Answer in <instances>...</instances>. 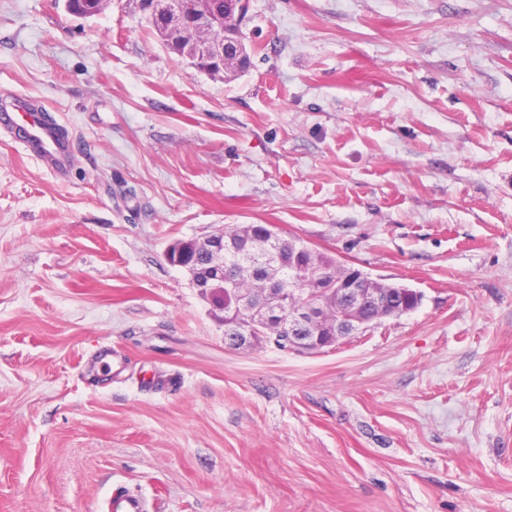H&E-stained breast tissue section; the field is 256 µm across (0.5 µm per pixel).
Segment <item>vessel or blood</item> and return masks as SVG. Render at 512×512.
<instances>
[{
  "mask_svg": "<svg viewBox=\"0 0 512 512\" xmlns=\"http://www.w3.org/2000/svg\"><path fill=\"white\" fill-rule=\"evenodd\" d=\"M0 130L15 136L22 146L57 177H65L72 162L67 137L58 128L43 125L38 117L0 111Z\"/></svg>",
  "mask_w": 512,
  "mask_h": 512,
  "instance_id": "1",
  "label": "vessel or blood"
}]
</instances>
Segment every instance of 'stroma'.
<instances>
[{"label": "stroma", "instance_id": "1", "mask_svg": "<svg viewBox=\"0 0 512 512\" xmlns=\"http://www.w3.org/2000/svg\"><path fill=\"white\" fill-rule=\"evenodd\" d=\"M253 65L137 0H0V512H512V0H249ZM273 224L421 292L318 354L230 349L166 250ZM19 112L0 111V130L15 136L22 146L32 153L42 165L59 178H64L71 166L72 154L69 140L58 128L45 126L36 116L25 118Z\"/></svg>", "mask_w": 512, "mask_h": 512}]
</instances>
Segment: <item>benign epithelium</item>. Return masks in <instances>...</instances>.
Returning <instances> with one entry per match:
<instances>
[{
	"label": "benign epithelium",
	"mask_w": 512,
	"mask_h": 512,
	"mask_svg": "<svg viewBox=\"0 0 512 512\" xmlns=\"http://www.w3.org/2000/svg\"><path fill=\"white\" fill-rule=\"evenodd\" d=\"M243 0H197L190 9L185 0H139V10L149 21L160 43L187 60L200 74L227 75L246 72L251 67L252 48L243 32ZM192 250L212 256L202 289L211 309L224 308L222 296L211 285L224 287V235L214 232L199 243L190 241ZM304 259H288V268L303 279L302 301L294 308L285 301L286 291L273 288L267 280L255 282L252 293L238 296L236 308L249 315L253 325L273 329L271 343L280 342L289 351L322 352L329 348L322 333L333 334L345 326L357 335L371 328L362 313L365 303L376 306L378 318L397 317L406 310L395 308L390 297L394 285L350 265L331 271H314Z\"/></svg>",
	"instance_id": "benign-epithelium-1"
}]
</instances>
